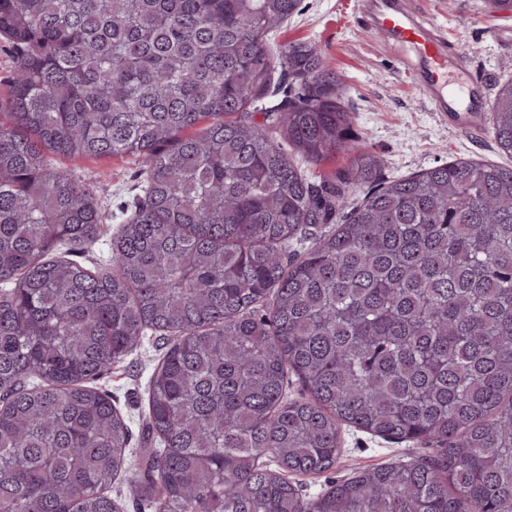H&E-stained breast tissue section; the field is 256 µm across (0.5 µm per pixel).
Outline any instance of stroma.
Returning a JSON list of instances; mask_svg holds the SVG:
<instances>
[{"instance_id": "1", "label": "stroma", "mask_w": 512, "mask_h": 512, "mask_svg": "<svg viewBox=\"0 0 512 512\" xmlns=\"http://www.w3.org/2000/svg\"><path fill=\"white\" fill-rule=\"evenodd\" d=\"M407 3L445 29L455 47L465 48L468 71L487 89L512 78V17L488 12L483 0ZM363 4L364 0H300L297 13L273 36L271 45L279 52L290 42L308 41L328 57L352 114L349 134L381 158L380 179L393 180L461 158L501 162L492 131L470 136L449 127L431 110L413 72L402 67L384 36L364 28ZM59 164L93 187L104 215V234L86 246L80 259L90 268L107 263L113 235L143 193V167L132 157L76 156L60 159ZM166 349L163 336L147 334L140 348L98 382L129 419L132 431H139L145 417L150 377ZM432 453L431 447L418 441L397 442L345 426L335 466L319 474L295 476L294 481L303 497L310 499L360 471Z\"/></svg>"}]
</instances>
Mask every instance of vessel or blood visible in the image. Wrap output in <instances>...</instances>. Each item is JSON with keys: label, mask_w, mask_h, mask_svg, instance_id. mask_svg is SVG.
Masks as SVG:
<instances>
[{"label": "vessel or blood", "mask_w": 512, "mask_h": 512, "mask_svg": "<svg viewBox=\"0 0 512 512\" xmlns=\"http://www.w3.org/2000/svg\"><path fill=\"white\" fill-rule=\"evenodd\" d=\"M365 23L385 34L403 66L416 81L432 111L449 127L469 132L483 124L486 96L448 38L436 27L417 20L402 0H368Z\"/></svg>", "instance_id": "1"}]
</instances>
